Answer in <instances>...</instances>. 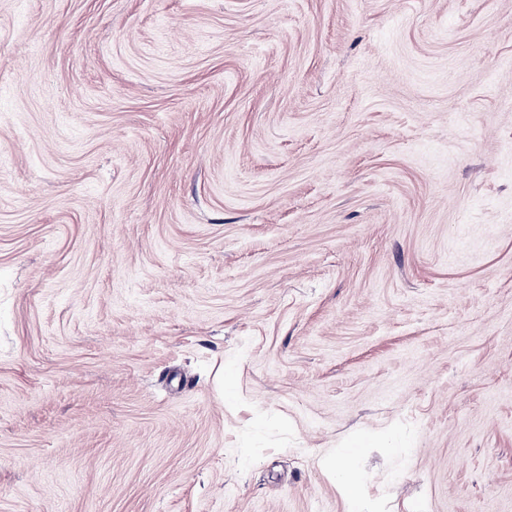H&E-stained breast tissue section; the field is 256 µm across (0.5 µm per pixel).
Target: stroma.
I'll return each instance as SVG.
<instances>
[{
    "instance_id": "obj_1",
    "label": "stroma",
    "mask_w": 512,
    "mask_h": 512,
    "mask_svg": "<svg viewBox=\"0 0 512 512\" xmlns=\"http://www.w3.org/2000/svg\"><path fill=\"white\" fill-rule=\"evenodd\" d=\"M512 512V0H0V512ZM337 470L340 476V486L346 502L347 512H369L371 511L365 492L353 474L350 466V454L339 459Z\"/></svg>"
}]
</instances>
